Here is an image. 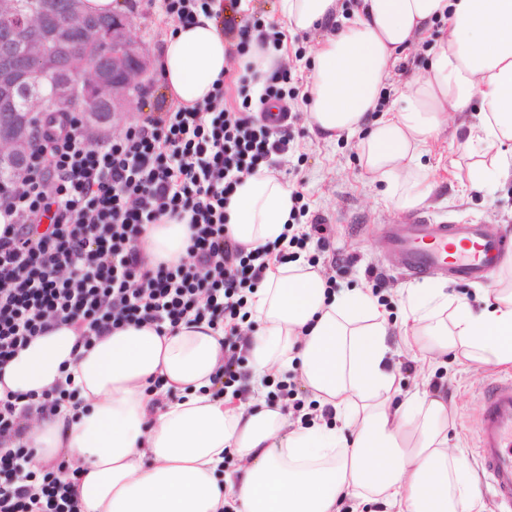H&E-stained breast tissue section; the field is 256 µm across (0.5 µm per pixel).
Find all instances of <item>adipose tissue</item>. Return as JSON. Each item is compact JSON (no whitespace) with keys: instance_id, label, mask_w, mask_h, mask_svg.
I'll use <instances>...</instances> for the list:
<instances>
[{"instance_id":"adipose-tissue-1","label":"adipose tissue","mask_w":512,"mask_h":512,"mask_svg":"<svg viewBox=\"0 0 512 512\" xmlns=\"http://www.w3.org/2000/svg\"><path fill=\"white\" fill-rule=\"evenodd\" d=\"M279 17L293 33L330 27L306 77L310 125L329 142L358 135L360 164L393 206L426 202L434 185L420 159L464 112L472 119L463 186L512 179V0H360L349 12L340 0H279ZM437 25L428 69L397 87L395 114L377 116L392 67ZM275 64L257 47L231 58L214 16L202 13L172 31L157 58L169 96L189 107L203 104L226 70L260 76ZM293 205L291 188L263 167L236 186L227 224L254 250L283 233ZM189 235L188 224L165 219L140 246L153 262L176 263ZM483 302L476 311L441 287L407 289L411 328L397 336L369 289L330 295L303 262L274 263L248 298L259 328L246 344L247 398L214 396L224 330L202 320L129 325L89 347L58 326L0 365V399L57 387L81 400L23 422L33 463L76 462L81 512H338L343 500L353 512L368 502L385 512H486L449 445L447 401L403 392L392 361L399 349L422 362L449 355L512 366V273ZM292 370L333 421L295 420L266 402V381Z\"/></svg>"}]
</instances>
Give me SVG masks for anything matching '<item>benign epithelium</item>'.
I'll return each mask as SVG.
<instances>
[{"instance_id": "1", "label": "benign epithelium", "mask_w": 512, "mask_h": 512, "mask_svg": "<svg viewBox=\"0 0 512 512\" xmlns=\"http://www.w3.org/2000/svg\"><path fill=\"white\" fill-rule=\"evenodd\" d=\"M0 24V169L16 174L0 182L2 194L20 189L19 164L36 144L30 100L84 116L82 136L96 144L109 136V118L139 92L151 67L127 16L114 13L111 24H100L84 12L83 0H42L26 15L19 0H0ZM49 77L53 90L44 96ZM103 105L112 111L100 116Z\"/></svg>"}]
</instances>
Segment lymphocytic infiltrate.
Wrapping results in <instances>:
<instances>
[{
	"label": "lymphocytic infiltrate",
	"mask_w": 512,
	"mask_h": 512,
	"mask_svg": "<svg viewBox=\"0 0 512 512\" xmlns=\"http://www.w3.org/2000/svg\"><path fill=\"white\" fill-rule=\"evenodd\" d=\"M222 21L233 54L252 43L279 45V33L253 40L238 22V0ZM216 82L203 105L182 106L146 90L150 110L120 136L91 145L72 114L42 119L19 192L0 195L10 222L0 229V365L33 338L65 324L84 343L143 323L177 327L188 318L224 329V365L216 395L240 387V322L246 296L270 263H289L292 249L316 241L325 227L292 232L287 245L247 252L232 237L224 207L240 179L268 156L287 151V124L261 121L250 95L227 108ZM187 220L188 257L151 264L139 247L146 225L161 217ZM69 393L29 395L26 404L0 399V512H80L64 465L35 470L20 444L21 417L53 410Z\"/></svg>",
	"instance_id": "1"
}]
</instances>
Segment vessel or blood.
<instances>
[{
    "mask_svg": "<svg viewBox=\"0 0 512 512\" xmlns=\"http://www.w3.org/2000/svg\"><path fill=\"white\" fill-rule=\"evenodd\" d=\"M382 233L416 276L432 273L469 281L490 279L512 254V237L481 224L437 223L419 216ZM477 426L478 464L496 498L512 507V379L495 381L483 397Z\"/></svg>",
    "mask_w": 512,
    "mask_h": 512,
    "instance_id": "1",
    "label": "vessel or blood"
}]
</instances>
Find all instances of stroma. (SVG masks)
Listing matches in <instances>:
<instances>
[{
	"mask_svg": "<svg viewBox=\"0 0 512 512\" xmlns=\"http://www.w3.org/2000/svg\"><path fill=\"white\" fill-rule=\"evenodd\" d=\"M121 11L130 18L140 46L146 52H155L170 31L169 26L162 23L157 8L148 0H141L138 8L125 4ZM326 35L323 29L284 34L278 48L281 61L273 70L274 75L287 77L288 85L294 91L291 109L295 139L289 152L272 156L270 169L302 194L307 219H323L329 252L351 261L350 267L342 272L322 261L317 266L318 271L323 277H334L340 289L369 287L367 269L382 273L385 278L382 293L388 300L386 311L390 325L395 329L401 322L399 292L410 286H443L467 299L473 308H481L476 284L450 277L426 275L416 278L403 273L402 259L398 253L387 250L380 227L403 223L409 219V212L389 205L383 198V185L372 182L364 172L359 162L357 137L330 143L311 132L305 82L313 52ZM439 35V29L435 28L425 37L416 38L414 50L405 52L391 70L383 92L382 111L396 109L394 89L398 84L425 72L429 61L427 49ZM423 163L436 189L420 207L421 215L436 222L468 220L498 232L512 233V180L490 191L476 192L462 187L455 175L465 171L468 160L458 149L450 130L440 133ZM504 374L500 367L477 370L452 361L435 367L429 377L430 386L440 389L448 397V407L454 417L450 441L470 469L478 467L476 441L482 393Z\"/></svg>",
	"mask_w": 512,
	"mask_h": 512,
	"instance_id": "stroma-1",
	"label": "stroma"
}]
</instances>
